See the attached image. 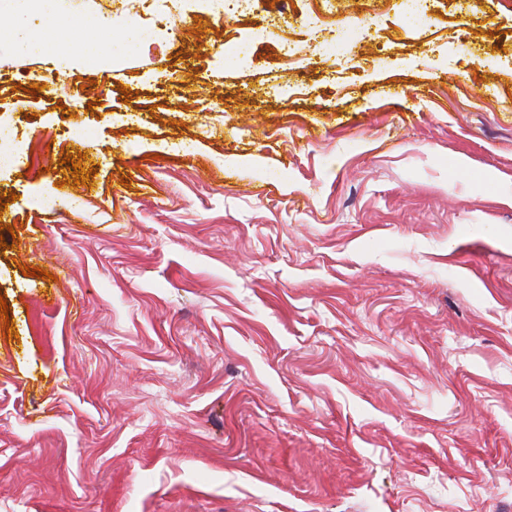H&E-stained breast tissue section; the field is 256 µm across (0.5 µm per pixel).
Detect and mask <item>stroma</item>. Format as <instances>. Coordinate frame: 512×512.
Masks as SVG:
<instances>
[{
  "instance_id": "35a3bbf8",
  "label": "stroma",
  "mask_w": 512,
  "mask_h": 512,
  "mask_svg": "<svg viewBox=\"0 0 512 512\" xmlns=\"http://www.w3.org/2000/svg\"><path fill=\"white\" fill-rule=\"evenodd\" d=\"M399 2L293 0L235 69L196 0L137 52L150 0H63L59 56L0 7V512H512V0ZM19 2L20 8L13 20V36L17 50L22 54H31L35 49L36 45L32 41L29 35V30L26 21L24 20L25 15L28 13L31 5H36L41 11H50L54 8L56 0H39L38 2H31L30 0H16ZM367 28L358 20H348L340 23L335 37L323 45V50L329 57L361 54L365 45Z\"/></svg>"
}]
</instances>
